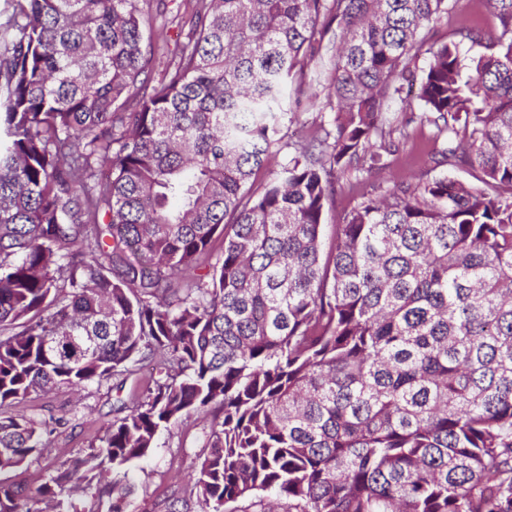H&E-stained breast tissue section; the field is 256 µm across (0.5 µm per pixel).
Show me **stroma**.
I'll list each match as a JSON object with an SVG mask.
<instances>
[{
	"instance_id": "35a3bbf8",
	"label": "stroma",
	"mask_w": 512,
	"mask_h": 512,
	"mask_svg": "<svg viewBox=\"0 0 512 512\" xmlns=\"http://www.w3.org/2000/svg\"><path fill=\"white\" fill-rule=\"evenodd\" d=\"M155 0H145V12L155 15L166 34L165 55L159 56L156 70H163L175 49L177 38L185 37L190 27V5L185 0H169L164 12H157ZM472 20L484 32L494 30L496 20L482 0H450L448 12L424 31L428 43H442L452 38L460 23ZM390 123L404 128V135L395 137L391 154L385 155V165L346 176L336 187L334 201L326 216L327 224L338 223L341 214L351 209L361 195L371 193L380 183L416 181L441 172L451 173L458 180L472 181V171L465 166L449 167L445 151L447 134L434 125L415 121L409 108L394 104L388 114ZM117 406V393L111 383L90 386L82 392L59 388L50 393H35L24 402L0 409L4 416L24 414L36 418L54 416L61 425L53 434L52 447L43 457L26 468L11 471L12 481L33 489L40 485L48 470L57 466L66 455L87 448L101 436L111 423ZM206 419H190L175 426L161 438V445L151 457L139 463L135 471L137 491L132 500L133 512H166L170 498L193 485L198 454Z\"/></svg>"
}]
</instances>
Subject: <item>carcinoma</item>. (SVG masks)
<instances>
[{
	"label": "carcinoma",
	"mask_w": 512,
	"mask_h": 512,
	"mask_svg": "<svg viewBox=\"0 0 512 512\" xmlns=\"http://www.w3.org/2000/svg\"><path fill=\"white\" fill-rule=\"evenodd\" d=\"M140 2L10 0L0 22V407L132 383L35 492L0 477V512H129L131 468L202 415L168 512H512V0L430 48L448 0H191L159 77ZM424 53L422 118L474 181L364 195L324 249ZM316 58L332 130L260 179ZM53 432L0 416V474Z\"/></svg>",
	"instance_id": "carcinoma-1"
}]
</instances>
